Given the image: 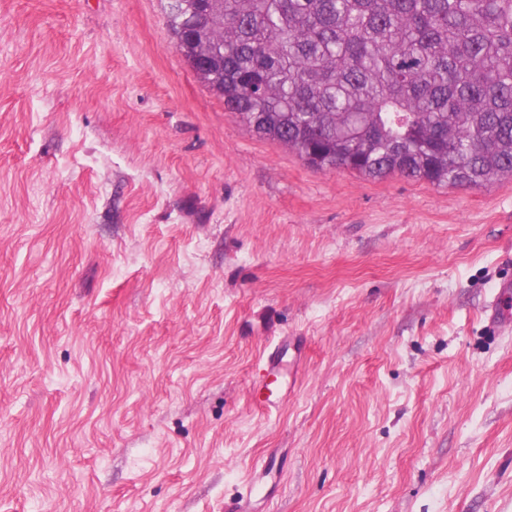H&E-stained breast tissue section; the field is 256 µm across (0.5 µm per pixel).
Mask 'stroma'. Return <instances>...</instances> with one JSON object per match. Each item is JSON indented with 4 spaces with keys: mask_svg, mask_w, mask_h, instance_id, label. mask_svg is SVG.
<instances>
[{
    "mask_svg": "<svg viewBox=\"0 0 512 512\" xmlns=\"http://www.w3.org/2000/svg\"><path fill=\"white\" fill-rule=\"evenodd\" d=\"M511 278L512 180L310 169L162 0H0V512H512ZM178 49L192 68L199 74L206 73L213 65L203 37Z\"/></svg>",
    "mask_w": 512,
    "mask_h": 512,
    "instance_id": "1",
    "label": "stroma"
}]
</instances>
